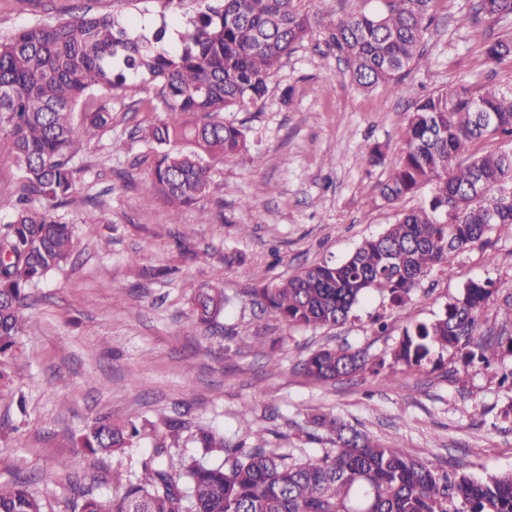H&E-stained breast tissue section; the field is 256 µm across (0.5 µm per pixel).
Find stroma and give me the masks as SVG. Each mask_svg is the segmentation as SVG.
<instances>
[{
  "label": "stroma",
  "instance_id": "35a3bbf8",
  "mask_svg": "<svg viewBox=\"0 0 512 512\" xmlns=\"http://www.w3.org/2000/svg\"><path fill=\"white\" fill-rule=\"evenodd\" d=\"M476 0H435L423 55L398 91L360 90L315 29L278 64L262 105L229 113L249 130L246 152L211 162L208 191L173 212L146 192L147 146L134 130L162 118L157 99L112 94V122L74 159L75 193L59 212L75 228L72 261L34 290L26 331L0 383V484L38 477L45 512L69 497L66 475L83 476L105 497L115 475L140 471L168 420L184 430L173 457L192 456L197 428L231 443L263 436L271 448L313 457L326 447L311 422L332 413L368 435L398 441L428 466L488 479L512 471V322L495 309L479 316L485 335L501 340L491 366H467L445 353L443 366L420 371L394 364L406 327L430 321L472 280L492 279L512 293V237L490 233L456 255L452 274L433 271L392 308L373 295L333 327H294L261 314L251 288L303 268L347 257L366 237L420 206L421 188L397 204L378 198L390 163L369 164L365 149L404 145L406 112L419 98L458 83L512 88V60H486L483 47L512 34V19L490 22ZM158 0H0V34L89 12L159 18ZM291 100H284V90ZM96 208L101 223L81 221ZM233 262H225V255ZM160 266L168 277L154 276ZM222 286L228 299L220 328L190 330L197 288ZM266 343L254 348L256 338ZM367 353L378 370L317 383L299 361L324 346ZM397 383H390V375ZM98 415L143 425L137 447L91 455L76 439Z\"/></svg>",
  "mask_w": 512,
  "mask_h": 512
}]
</instances>
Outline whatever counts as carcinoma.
I'll return each instance as SVG.
<instances>
[{
  "mask_svg": "<svg viewBox=\"0 0 512 512\" xmlns=\"http://www.w3.org/2000/svg\"><path fill=\"white\" fill-rule=\"evenodd\" d=\"M188 1L195 8L175 50L166 44L164 14L150 36L131 18L86 12L0 36V158L13 161L20 181L17 204L0 220V381L7 376L3 359L24 336L30 288L62 268L75 247L74 226L57 214L74 192L75 118L89 139L112 122L105 105L80 112V103L97 91L134 96L156 86L163 111L197 116L192 124L159 119L138 129L152 152L146 189L178 212L208 190L205 158L248 149L247 128L224 113L262 104L282 57L315 27H328L360 89L395 90L422 56L435 2L375 0L367 13L328 22L303 0H161L166 9ZM478 7L495 21L512 17V0H478ZM484 54L512 60V35L488 43ZM405 134L380 198L394 203L429 184L428 198L345 260L251 289L263 311L288 326H334L368 293L402 305L434 269L451 273V259L488 232L512 236V149L477 148L495 135L512 139V93L495 86L476 93L467 85L432 93L406 113ZM497 292L490 280L469 282L443 316L405 329L394 362L437 369L442 361L431 354L451 349L466 365H489L497 346L483 339L477 317L498 303ZM225 303L224 289L199 288L192 326L215 327ZM369 364L364 352L338 346L313 351L301 367L316 382H336ZM312 422L332 444L317 459L260 443L231 447L199 428L201 454L176 460L169 447L184 424L172 420L141 473L117 479L121 495L104 498L69 476L66 512H512V472L485 481L438 472L398 442L372 438L334 414ZM143 433L134 422L117 426L99 416L79 443L93 454H114L135 447ZM0 512H44L43 498L29 479L17 478L0 485Z\"/></svg>",
  "mask_w": 512,
  "mask_h": 512,
  "instance_id": "carcinoma-1",
  "label": "carcinoma"
}]
</instances>
